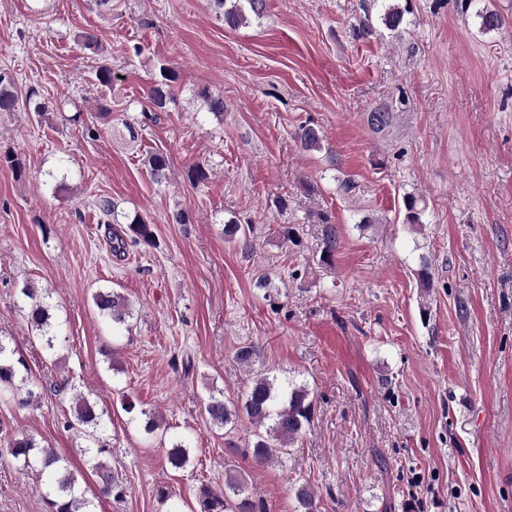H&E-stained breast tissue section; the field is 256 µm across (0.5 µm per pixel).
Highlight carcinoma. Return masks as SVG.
Returning a JSON list of instances; mask_svg holds the SVG:
<instances>
[{
    "instance_id": "carcinoma-1",
    "label": "carcinoma",
    "mask_w": 512,
    "mask_h": 512,
    "mask_svg": "<svg viewBox=\"0 0 512 512\" xmlns=\"http://www.w3.org/2000/svg\"><path fill=\"white\" fill-rule=\"evenodd\" d=\"M213 3L222 11L224 24L235 29L249 24L253 18L262 19L267 0H213ZM477 17L486 31L497 30L504 23L503 17L494 11L485 10ZM379 19L386 29L396 32L402 28L404 13L395 6L385 5ZM95 79L100 86L112 90L116 76L107 60L100 61L95 70ZM173 79V71L164 64L160 65L158 76L149 91V106L143 112L165 111L167 103L172 100L170 82ZM19 107L14 76L7 69H0V112H16ZM367 122L374 130L382 131L393 124L394 113L385 108H375L368 113ZM295 138L307 150L317 149L321 144L320 130L310 124L299 126ZM148 167L154 180L166 178L167 156L160 152L152 153L148 158ZM419 201L420 198L414 194L403 197L406 223L414 226L422 223ZM97 208L102 223L127 224V237L121 238L114 249L119 251L129 242L135 245L154 244L151 224L143 216H132L119 210L118 205L107 197L97 200ZM224 238L230 242L240 240L247 247L251 245L244 225L233 218L224 224ZM336 248L335 230L328 228L322 238L320 261L331 262ZM20 297L27 309L30 325L48 350L52 351L67 342L66 337L52 331L51 306L42 292L26 282L20 288ZM92 300L99 315L111 321L113 327L127 330L132 327L134 310L123 295L112 288L100 289L92 295ZM257 355V346L252 343H245L235 350V363L249 375L246 388L237 401L229 404L224 400V395L218 396L212 392L204 399L203 407L211 424L228 432L235 430L241 419H247L253 426L247 447L254 461L263 465L281 462L292 455L295 443L310 425L315 401L308 386L288 377L282 379L270 368L254 370ZM42 396L43 387L29 375L24 358L0 336V401L26 409L36 405ZM121 406L132 415V420L145 437L167 433L168 426L163 417L140 401L124 395ZM70 409L72 422L67 427H77L89 442L84 452L92 454L89 468L99 478L102 494L115 500L123 498L126 492L124 483L101 458L106 452L99 437L104 411L98 408L96 401L80 391L72 393ZM7 455L21 469L38 473V491L47 500L50 512H94L93 502L86 497L77 474L53 449L42 447L35 438L23 434L7 440ZM166 459L176 471H184L193 465L190 446L177 436L169 437ZM294 494L297 512H318L316 495L309 484L295 487ZM195 512H267V506L264 501L254 498L234 472L228 470L224 474V486H201Z\"/></svg>"
}]
</instances>
